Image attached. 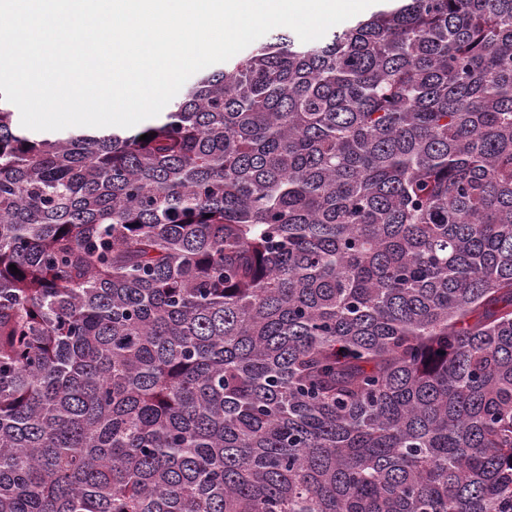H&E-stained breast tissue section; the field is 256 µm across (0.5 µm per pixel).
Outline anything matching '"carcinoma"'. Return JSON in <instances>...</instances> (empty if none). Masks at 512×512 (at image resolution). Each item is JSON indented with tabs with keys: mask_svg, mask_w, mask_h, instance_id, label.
Wrapping results in <instances>:
<instances>
[{
	"mask_svg": "<svg viewBox=\"0 0 512 512\" xmlns=\"http://www.w3.org/2000/svg\"><path fill=\"white\" fill-rule=\"evenodd\" d=\"M0 512H512V0L1 101Z\"/></svg>",
	"mask_w": 512,
	"mask_h": 512,
	"instance_id": "carcinoma-1",
	"label": "carcinoma"
}]
</instances>
